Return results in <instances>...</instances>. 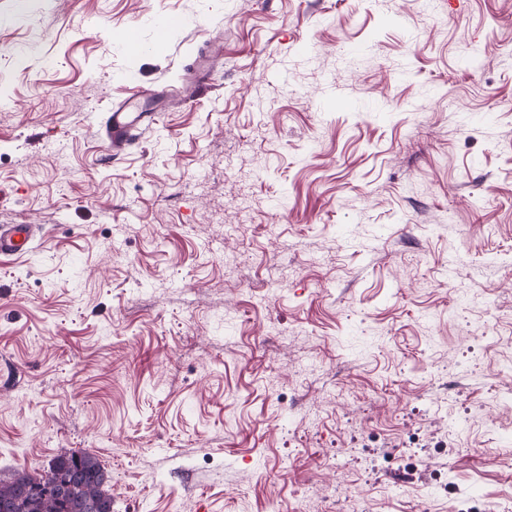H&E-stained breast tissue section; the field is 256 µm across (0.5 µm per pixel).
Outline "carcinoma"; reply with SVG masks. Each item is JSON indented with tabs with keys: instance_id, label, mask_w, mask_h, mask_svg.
<instances>
[{
	"instance_id": "carcinoma-1",
	"label": "carcinoma",
	"mask_w": 512,
	"mask_h": 512,
	"mask_svg": "<svg viewBox=\"0 0 512 512\" xmlns=\"http://www.w3.org/2000/svg\"><path fill=\"white\" fill-rule=\"evenodd\" d=\"M106 481L94 454L61 455L35 475L22 472L0 479V512H112ZM35 487L52 488L56 495L47 499L33 495L30 490Z\"/></svg>"
}]
</instances>
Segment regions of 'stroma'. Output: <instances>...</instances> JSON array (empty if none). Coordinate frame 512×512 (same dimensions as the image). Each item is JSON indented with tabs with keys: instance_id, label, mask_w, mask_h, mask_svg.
Wrapping results in <instances>:
<instances>
[{
	"instance_id": "obj_1",
	"label": "stroma",
	"mask_w": 512,
	"mask_h": 512,
	"mask_svg": "<svg viewBox=\"0 0 512 512\" xmlns=\"http://www.w3.org/2000/svg\"><path fill=\"white\" fill-rule=\"evenodd\" d=\"M0 224L39 230L0 259V478L87 450L112 512H512V0H0ZM164 94V91L140 90L135 99L117 104L107 112L103 125L111 155L126 151L132 141L134 129L148 125L153 120L150 112H134V104L143 98L163 96Z\"/></svg>"
}]
</instances>
